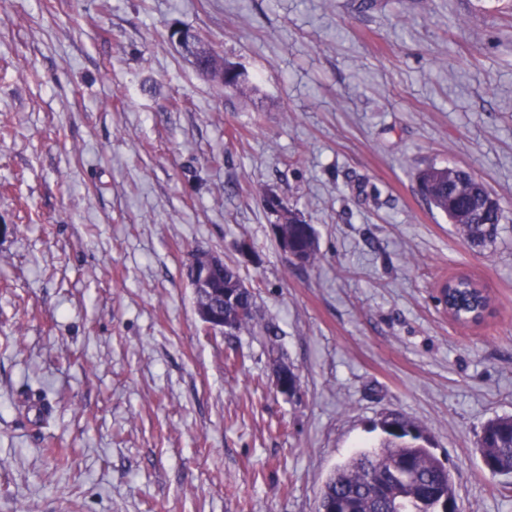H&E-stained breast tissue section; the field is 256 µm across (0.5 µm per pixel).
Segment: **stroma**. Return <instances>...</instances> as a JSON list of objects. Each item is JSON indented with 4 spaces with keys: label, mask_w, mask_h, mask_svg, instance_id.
I'll use <instances>...</instances> for the list:
<instances>
[{
    "label": "stroma",
    "mask_w": 512,
    "mask_h": 512,
    "mask_svg": "<svg viewBox=\"0 0 512 512\" xmlns=\"http://www.w3.org/2000/svg\"><path fill=\"white\" fill-rule=\"evenodd\" d=\"M429 165L485 181L494 247L421 199ZM267 189L314 265L280 250ZM1 224L0 512H318L391 412L460 512H512L476 448L512 415V0H0ZM199 250L239 265L261 328L199 320ZM460 273L481 325L435 301ZM173 34L172 41L177 45L180 52L193 59L194 55L210 52L204 40L195 32L181 27H174L170 30ZM274 200H278L277 196L273 192H269L266 196L265 203L270 208H275L279 204H275ZM280 202V201H279ZM279 213V219L284 224L282 227L285 233H288L290 237H294L297 241V252L299 254V259L296 251L293 248L292 243L288 240V236H282L278 224H274L276 229V236L281 250L284 254L292 261L300 262L305 265H313L318 258V247L316 241V235L314 228L312 225H307L309 231L307 233H303L302 229H300L296 224L297 219L288 211L287 208L280 206L279 210L273 209Z\"/></svg>",
    "instance_id": "obj_1"
}]
</instances>
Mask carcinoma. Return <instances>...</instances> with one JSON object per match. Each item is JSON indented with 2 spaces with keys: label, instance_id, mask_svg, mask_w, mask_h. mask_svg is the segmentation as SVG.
Masks as SVG:
<instances>
[{
  "label": "carcinoma",
  "instance_id": "obj_1",
  "mask_svg": "<svg viewBox=\"0 0 512 512\" xmlns=\"http://www.w3.org/2000/svg\"><path fill=\"white\" fill-rule=\"evenodd\" d=\"M246 83L243 71L224 64V91L240 92ZM417 182L427 204L448 217L468 240L482 246L495 243L501 209L482 179L463 171L450 186L448 167L429 165L419 171ZM276 199L270 192L265 203L273 209ZM278 213L283 231L297 241L300 263L314 264L318 258L314 228L304 233L287 208H278ZM224 287L240 289L238 304L218 297L211 302L224 309V318L234 331H252L257 317L255 294L243 287L238 265H224ZM489 302L484 285L470 276L459 275L448 284V310L461 324L480 323ZM381 429L384 437L378 444L355 451L333 470L322 489L319 507L326 512H413L415 499L456 500L448 469L431 451L418 426L391 413L382 419ZM478 449L484 470L493 476L512 477V415L489 419L481 429Z\"/></svg>",
  "mask_w": 512,
  "mask_h": 512
}]
</instances>
